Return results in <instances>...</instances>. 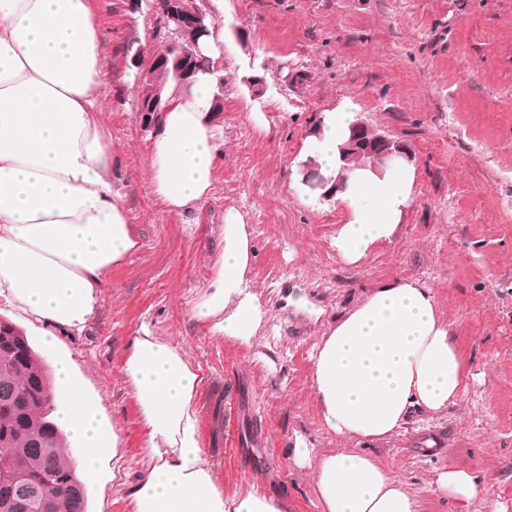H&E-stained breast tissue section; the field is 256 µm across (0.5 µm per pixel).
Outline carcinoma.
<instances>
[{
	"label": "carcinoma",
	"mask_w": 512,
	"mask_h": 512,
	"mask_svg": "<svg viewBox=\"0 0 512 512\" xmlns=\"http://www.w3.org/2000/svg\"><path fill=\"white\" fill-rule=\"evenodd\" d=\"M181 47L168 46L162 53L169 58L167 66L155 74V83L164 86L186 78L184 67L193 70L203 66L188 58L179 61L176 54ZM153 83V84H155ZM153 84L138 87V97L148 100L153 95ZM0 333L5 334L16 348L9 360H0V405L8 404L23 393L35 396L23 412L6 410L0 414V431L8 432L7 440L0 442V469L10 468L17 462L27 465L36 474H63L66 485L61 487L58 500L63 512H87V487L78 479L71 455L64 452V435L50 418V367L29 344L26 334L9 321H0ZM42 485L29 478L17 479L7 494H0V512H17L13 505L24 506L23 512H44L40 500Z\"/></svg>",
	"instance_id": "obj_1"
}]
</instances>
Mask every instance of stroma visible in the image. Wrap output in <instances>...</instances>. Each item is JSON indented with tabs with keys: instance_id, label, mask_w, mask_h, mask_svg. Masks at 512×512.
Masks as SVG:
<instances>
[{
	"instance_id": "obj_1",
	"label": "stroma",
	"mask_w": 512,
	"mask_h": 512,
	"mask_svg": "<svg viewBox=\"0 0 512 512\" xmlns=\"http://www.w3.org/2000/svg\"><path fill=\"white\" fill-rule=\"evenodd\" d=\"M91 6L99 109L138 247L109 272L82 335L60 336L55 351L73 361L121 444L119 458L102 460L87 512H133L127 490L150 460L123 375L144 323L182 344L202 376L201 449L225 497L257 491L281 497L287 512H321L315 467L293 464L295 444L323 455L346 442L323 426L313 347L367 293L406 278L432 288L467 390L448 413L413 414L365 451L407 481L419 512H482L429 492L448 466L472 471L487 500L512 512V0H224V155L212 196L187 212L152 191L150 134L137 110L133 53L164 48L159 21L126 0ZM345 99L410 148L416 171L394 236L355 264L336 251L333 203L304 205L290 187L301 140ZM231 208L252 233L250 278L268 309L247 345L213 336L191 312ZM431 436L441 453H419Z\"/></svg>"
}]
</instances>
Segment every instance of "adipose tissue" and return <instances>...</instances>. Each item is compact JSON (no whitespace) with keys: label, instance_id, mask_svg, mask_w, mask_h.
Here are the masks:
<instances>
[{"label":"adipose tissue","instance_id":"adipose-tissue-1","mask_svg":"<svg viewBox=\"0 0 512 512\" xmlns=\"http://www.w3.org/2000/svg\"><path fill=\"white\" fill-rule=\"evenodd\" d=\"M100 61L90 0H0V297L26 315L48 353L59 335L84 331L106 275L137 247L99 118ZM221 75L215 68L190 88L171 83L164 90L149 164L154 191L171 210H191L211 194L223 147L212 110ZM359 120L347 100L325 110L297 158L339 179L332 195L342 215L336 250L350 263L390 238L416 180L404 160L378 172L345 167L342 148ZM223 242L192 312L210 322L212 334L247 344L267 312L248 276L254 247L240 211L225 212ZM123 374L152 450L128 490L134 512H284L283 503L259 492L225 498L200 449L202 378L180 345L141 325ZM312 385L326 429L351 442L319 461L315 489L323 512H418L406 482L359 445L388 440L412 412H447L466 390L432 289L398 279L337 317L316 345ZM49 388L67 450L78 456L85 483L96 485L99 459L117 454L120 440L106 431L72 361H57ZM430 488L467 504L482 495L480 479L455 468L439 471Z\"/></svg>","mask_w":512,"mask_h":512}]
</instances>
